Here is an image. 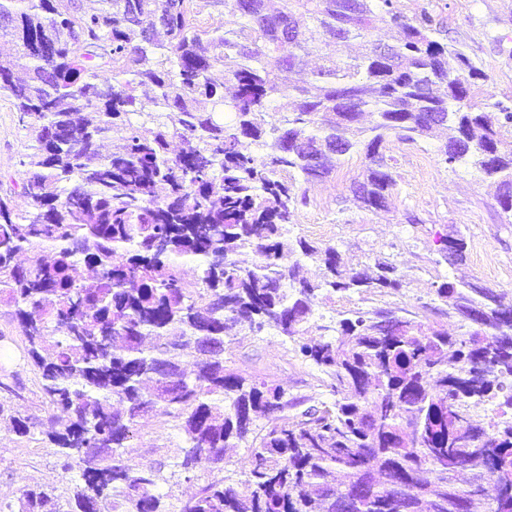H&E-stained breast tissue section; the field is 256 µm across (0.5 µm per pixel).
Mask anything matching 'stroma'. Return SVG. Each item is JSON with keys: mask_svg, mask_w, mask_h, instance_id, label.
Instances as JSON below:
<instances>
[{"mask_svg": "<svg viewBox=\"0 0 512 512\" xmlns=\"http://www.w3.org/2000/svg\"><path fill=\"white\" fill-rule=\"evenodd\" d=\"M407 16L434 11L444 19L442 37L460 43L489 76L488 89L499 100H512V0H400ZM438 138L414 146L390 141L396 164L395 186L387 210L370 212L358 207L353 185L361 180L364 156L352 153L341 167L323 180L306 184L308 199L300 207L293 233L337 246L353 266H371L376 260L393 261L405 276L396 294L336 295L315 308L310 335L334 325L339 312L349 309L403 308L429 316L436 282L469 280L498 290L512 291V215L504 213L494 190L472 168L449 169L436 156ZM25 130L19 126L8 101H0V182L17 179L20 160L27 150ZM462 232L466 237L465 262H441L440 236ZM23 337L7 307L0 306V364L10 373L7 397L11 411L46 418L47 409L34 367L22 358ZM295 343L268 329L259 335H237L224 341L227 369L257 376L280 385L288 400L313 402L326 398L327 377L295 352ZM175 422L148 414L142 420L131 454L132 462H155L168 472L161 492L183 498L195 483L213 478L209 464L191 474L175 472L173 464L183 446ZM78 478L77 470H64L41 433L20 436L0 424V501H17L24 488L42 487L66 499Z\"/></svg>", "mask_w": 512, "mask_h": 512, "instance_id": "obj_1", "label": "stroma"}]
</instances>
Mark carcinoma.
<instances>
[{"label": "carcinoma", "mask_w": 512, "mask_h": 512, "mask_svg": "<svg viewBox=\"0 0 512 512\" xmlns=\"http://www.w3.org/2000/svg\"><path fill=\"white\" fill-rule=\"evenodd\" d=\"M99 2L0 0V39L14 46L0 54V99L34 142L14 183L29 209L0 193V306L40 375L46 437L79 469L67 510L36 488L0 512H167L161 465L129 464L152 411L178 423L184 473L250 449L245 491L206 480L178 512H512V294L438 284L459 336L416 314L345 312L299 344L332 399L296 416L279 386L224 366L232 326L297 338L322 300L402 288L388 259L368 273L334 245L287 239L300 183L360 151L355 196L385 210L389 139L415 145L441 127L443 163L479 171L512 213V153L499 150L512 104L483 92L488 75L440 38L438 15L410 18L398 0H211L207 19L196 0ZM378 20L400 31L385 44L394 61L378 51ZM353 40L361 54H330ZM317 42L323 64L293 82ZM276 97L292 109L270 125ZM175 139L188 149L172 154ZM440 244L445 262L465 259L463 235ZM244 250L260 260L239 265ZM187 257L200 261L193 281ZM303 259L321 279L299 276ZM485 403L490 418L476 412ZM2 419L21 436L36 427L0 403Z\"/></svg>", "instance_id": "obj_1"}]
</instances>
